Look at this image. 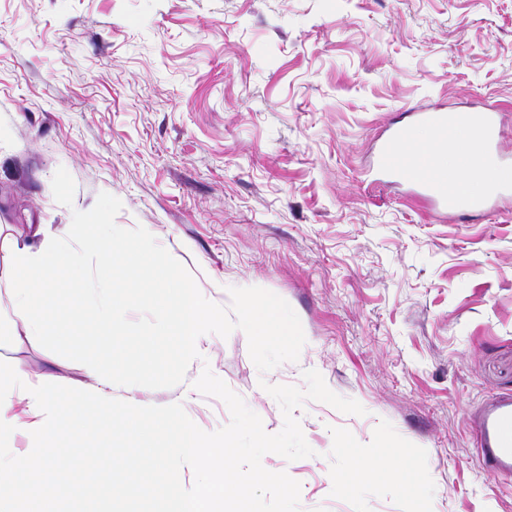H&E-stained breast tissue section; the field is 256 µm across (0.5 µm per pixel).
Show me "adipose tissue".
Masks as SVG:
<instances>
[{
	"mask_svg": "<svg viewBox=\"0 0 512 512\" xmlns=\"http://www.w3.org/2000/svg\"><path fill=\"white\" fill-rule=\"evenodd\" d=\"M21 268L34 274L46 287L52 288V296L45 302L55 310L54 322L69 325L76 322L83 312L86 302L65 295L64 289L73 281L76 274L87 266L85 254L66 248L60 241H42L36 251L22 255ZM10 304L0 307V322L23 324L26 335L40 336L46 333L48 321L35 310V291L29 281L16 282L9 290Z\"/></svg>",
	"mask_w": 512,
	"mask_h": 512,
	"instance_id": "1",
	"label": "adipose tissue"
}]
</instances>
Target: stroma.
Instances as JSON below:
<instances>
[{"label": "stroma", "mask_w": 512, "mask_h": 512, "mask_svg": "<svg viewBox=\"0 0 512 512\" xmlns=\"http://www.w3.org/2000/svg\"><path fill=\"white\" fill-rule=\"evenodd\" d=\"M486 101L512 152V0H0V289L35 228L66 236L110 193L117 225L144 227L205 298L267 289L305 335L263 374L242 330L212 333L179 385L114 398L186 393L216 431L226 405L193 388L207 367L274 434L266 385L301 388L314 369L365 412L305 401L313 456H263L300 483V512H512V475L484 472L471 421L512 395V197L448 221L363 179L399 112ZM61 167L69 207L52 193ZM0 361L94 384L22 333L0 335Z\"/></svg>", "instance_id": "stroma-1"}]
</instances>
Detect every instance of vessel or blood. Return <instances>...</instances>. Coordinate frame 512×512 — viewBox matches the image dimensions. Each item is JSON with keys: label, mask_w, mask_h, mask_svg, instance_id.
<instances>
[{"label": "vessel or blood", "mask_w": 512, "mask_h": 512, "mask_svg": "<svg viewBox=\"0 0 512 512\" xmlns=\"http://www.w3.org/2000/svg\"><path fill=\"white\" fill-rule=\"evenodd\" d=\"M426 127L430 146L418 139ZM465 128L471 140L461 151L459 175L448 177L439 165L441 152L455 144V133ZM501 123L496 107L451 109L429 104L406 110L391 122L380 143L370 173L405 185L411 195L441 217L453 219L465 213H484L498 200L512 196V156L500 147ZM479 169L487 182L483 192L471 193L465 173ZM475 434L484 470L493 476L512 474V397L492 401L480 412Z\"/></svg>", "instance_id": "obj_1"}]
</instances>
